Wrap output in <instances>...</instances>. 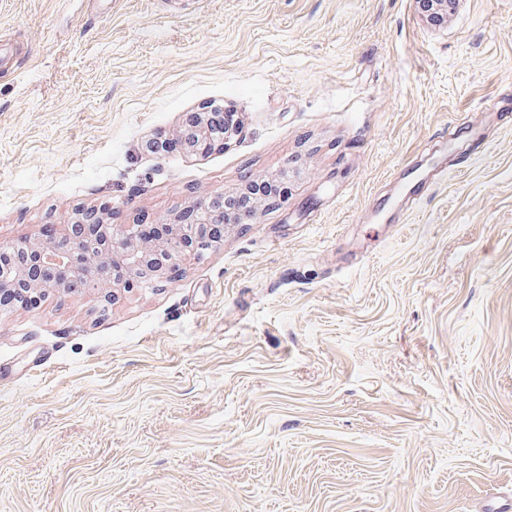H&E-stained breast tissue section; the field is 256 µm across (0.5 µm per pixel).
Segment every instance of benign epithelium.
Returning a JSON list of instances; mask_svg holds the SVG:
<instances>
[{
  "label": "benign epithelium",
  "mask_w": 512,
  "mask_h": 512,
  "mask_svg": "<svg viewBox=\"0 0 512 512\" xmlns=\"http://www.w3.org/2000/svg\"><path fill=\"white\" fill-rule=\"evenodd\" d=\"M209 113L199 115L189 151L224 148L233 135L229 130L216 137L208 126ZM223 199L196 204L185 219L170 225L160 240L145 241L139 224H106L97 212L82 213L71 224L55 229L52 243L0 245V292L15 294L21 304L34 306L50 290L73 282L103 294L111 302L114 289L152 283L190 254H199L213 244L208 226L222 224Z\"/></svg>",
  "instance_id": "benign-epithelium-1"
}]
</instances>
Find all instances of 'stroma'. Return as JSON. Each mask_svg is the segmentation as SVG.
<instances>
[{"mask_svg":"<svg viewBox=\"0 0 512 512\" xmlns=\"http://www.w3.org/2000/svg\"><path fill=\"white\" fill-rule=\"evenodd\" d=\"M503 98L512 0H0V244L288 176L174 280L0 308V512L512 503ZM209 103L225 149L147 151Z\"/></svg>","mask_w":512,"mask_h":512,"instance_id":"stroma-1","label":"stroma"}]
</instances>
